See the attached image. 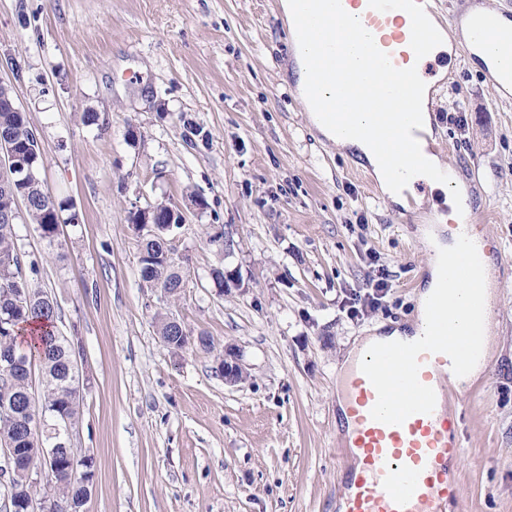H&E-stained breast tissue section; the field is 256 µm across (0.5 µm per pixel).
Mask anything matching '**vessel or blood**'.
Masks as SVG:
<instances>
[{
  "label": "vessel or blood",
  "instance_id": "b4317fda",
  "mask_svg": "<svg viewBox=\"0 0 512 512\" xmlns=\"http://www.w3.org/2000/svg\"><path fill=\"white\" fill-rule=\"evenodd\" d=\"M376 38L369 61L381 75L360 84L362 94L390 101L405 119L399 135L406 163L419 160L415 147V112L423 76L440 64L432 56L436 27H453L439 0H355ZM344 0H297V29L309 30L320 16L338 17ZM472 49L484 57L485 73L496 74L512 89V69L497 71L484 40L494 30L512 39V11H483L467 19ZM446 279L429 305L426 336L412 343H376L348 377L346 409L356 453L338 508L340 512H444L462 505L456 469L459 422L451 410L456 383L444 380L443 367L455 361L466 371L480 358L472 331L480 323L478 297L459 300L456 283L483 286V258L478 245L462 238L446 260Z\"/></svg>",
  "mask_w": 512,
  "mask_h": 512
}]
</instances>
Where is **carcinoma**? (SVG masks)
Instances as JSON below:
<instances>
[{
    "mask_svg": "<svg viewBox=\"0 0 512 512\" xmlns=\"http://www.w3.org/2000/svg\"><path fill=\"white\" fill-rule=\"evenodd\" d=\"M0 131L9 134L19 146L33 144L31 127L26 113L9 112L0 106ZM32 178L23 187L27 190L30 207L29 219L47 236L53 239L57 229V215L64 205L56 201L44 188L40 177V153L29 152ZM170 229L161 225L152 236L143 237L140 260L144 267L140 275L147 276L165 288L184 287L179 272L180 263L176 259L167 260L164 252L168 250L166 241ZM56 304L44 291L33 287V283L22 274L20 261L15 247L14 225L0 222V353H15L28 363L35 362L42 373L44 400L48 421H69L76 425L80 417L81 396L72 392L59 378L60 371L70 356L72 341L59 334L56 327ZM36 322L42 328L37 345L23 347L17 344L19 326ZM158 334L168 348L181 350L190 344L203 343L210 346V338L205 333L195 337L170 335L169 317L158 319ZM27 379L23 366L7 368L0 366V442L15 440L27 435L26 409L19 405L18 396L25 390ZM49 438L42 441L31 440L22 443L25 453L33 456L36 463L52 472L53 497L64 503L68 512H80L86 501L92 479L82 481L72 477L67 455L72 450L60 453V458L46 461L40 449L48 447Z\"/></svg>",
    "mask_w": 512,
    "mask_h": 512,
    "instance_id": "carcinoma-1",
    "label": "carcinoma"
}]
</instances>
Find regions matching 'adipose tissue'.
<instances>
[{
    "instance_id": "1",
    "label": "adipose tissue",
    "mask_w": 512,
    "mask_h": 512,
    "mask_svg": "<svg viewBox=\"0 0 512 512\" xmlns=\"http://www.w3.org/2000/svg\"><path fill=\"white\" fill-rule=\"evenodd\" d=\"M373 34L366 27L356 9H348L338 22H318L309 32L307 39L294 43L293 78L295 91L304 108L308 110V119L314 130L327 141L343 148L360 152L373 169V174L387 192L393 203H402L406 190L415 183L423 182L431 188L447 193L449 214L446 223L431 224L419 228V238L427 255L429 277L417 294L415 317L407 327H393L365 337L349 352L347 365H357L364 351L373 343L382 339L403 341L425 333L429 319V303L434 293V284L445 272V260L459 244L458 227L464 224L470 211L469 199L463 190L456 187L454 174L447 165L433 155L424 156L421 163L412 168H403L397 154L399 142V120L387 105L368 99L357 100L352 109L337 106L336 85L321 81L310 67L307 54H323L336 66L337 74L352 70L364 80L371 79L368 69V48ZM319 93L325 101L334 102L330 117L312 109V93ZM382 129L386 133L384 145H377L370 135L371 130ZM496 278L492 261L484 263V288L482 290V316L484 333L478 342L482 360L468 370V380H475L484 371V360L490 359L493 351V339L489 333L495 318Z\"/></svg>"
}]
</instances>
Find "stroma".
I'll return each instance as SVG.
<instances>
[{"label": "stroma", "instance_id": "1", "mask_svg": "<svg viewBox=\"0 0 512 512\" xmlns=\"http://www.w3.org/2000/svg\"><path fill=\"white\" fill-rule=\"evenodd\" d=\"M291 68L274 0H0V82L40 137L46 189L79 215L51 242L14 229L82 352L73 444L96 460L84 512H336L340 361L412 318L428 277L416 229L448 206L428 187L403 207L370 198L358 155L312 128ZM430 112L498 271L494 355L451 401L457 470L466 512H512V100L461 53ZM159 202L185 217L187 285L170 300L142 283L130 222ZM217 267L238 269L241 289L219 292ZM166 314L212 349L171 352ZM228 344L249 374L234 386L217 370Z\"/></svg>", "mask_w": 512, "mask_h": 512}]
</instances>
